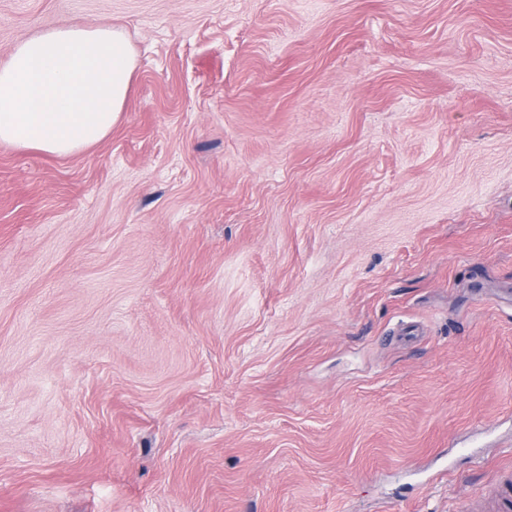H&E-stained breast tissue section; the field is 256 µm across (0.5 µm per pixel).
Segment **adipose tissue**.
Returning a JSON list of instances; mask_svg holds the SVG:
<instances>
[{"instance_id":"ef3b65f1","label":"adipose tissue","mask_w":512,"mask_h":512,"mask_svg":"<svg viewBox=\"0 0 512 512\" xmlns=\"http://www.w3.org/2000/svg\"><path fill=\"white\" fill-rule=\"evenodd\" d=\"M134 67L125 33L109 25L32 36L0 65V143L57 156L100 143L120 117Z\"/></svg>"}]
</instances>
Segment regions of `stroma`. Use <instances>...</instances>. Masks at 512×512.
<instances>
[{
  "label": "stroma",
  "mask_w": 512,
  "mask_h": 512,
  "mask_svg": "<svg viewBox=\"0 0 512 512\" xmlns=\"http://www.w3.org/2000/svg\"><path fill=\"white\" fill-rule=\"evenodd\" d=\"M124 30L111 134L0 144V512H471L512 472V0H0Z\"/></svg>",
  "instance_id": "35a3bbf8"
}]
</instances>
